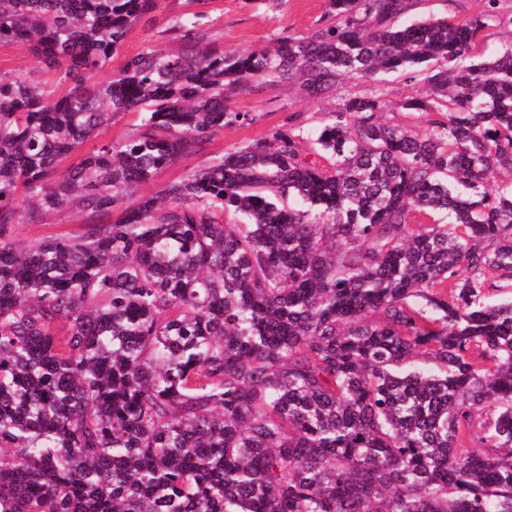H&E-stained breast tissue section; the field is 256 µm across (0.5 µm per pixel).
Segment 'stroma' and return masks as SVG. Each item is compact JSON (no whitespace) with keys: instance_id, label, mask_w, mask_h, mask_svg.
<instances>
[{"instance_id":"obj_1","label":"stroma","mask_w":512,"mask_h":512,"mask_svg":"<svg viewBox=\"0 0 512 512\" xmlns=\"http://www.w3.org/2000/svg\"><path fill=\"white\" fill-rule=\"evenodd\" d=\"M326 10V0H286L285 5L278 8L268 6L264 0H162L154 12L143 15L131 28L118 56L103 69L102 74L110 76L118 70L125 57L147 46L178 49V42L166 36L165 31L172 19L185 13L200 12L206 15L211 45L253 51L270 47L287 29L298 34L313 32ZM15 72L24 73L33 82L60 93L70 87L69 82L63 81L61 71L46 67L32 53L28 44L2 42L0 74ZM377 80L389 104L385 121L419 133L425 132L426 114L402 107L408 98L424 95L422 77L381 72ZM365 89L362 80L347 77L339 82L329 97L321 100L305 97L295 84L235 91L229 97L231 107L255 113L256 121L224 127L197 151L160 170L147 190L157 192L186 172L203 167L225 152L267 140L274 132H308L318 128L341 99L362 94ZM86 223L85 214L77 209H61L47 213L42 223L16 225L15 236L20 244L28 246L47 237L79 233Z\"/></svg>"}]
</instances>
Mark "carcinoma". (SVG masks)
Wrapping results in <instances>:
<instances>
[{"label":"carcinoma","mask_w":512,"mask_h":512,"mask_svg":"<svg viewBox=\"0 0 512 512\" xmlns=\"http://www.w3.org/2000/svg\"><path fill=\"white\" fill-rule=\"evenodd\" d=\"M158 2L0 0V42L74 81L0 74V512H512V298L485 295L512 280V42L473 54L501 0L410 24L416 0H329L249 52L186 13L179 50L96 79ZM382 70L424 74L403 108L439 115L425 133L380 121ZM298 76L311 99L368 83L310 135L326 164L277 132L140 192L256 120L227 87ZM71 207L106 222L16 240ZM137 122V115L133 113L120 114L112 120V124L96 138L89 139L81 145L76 151L70 154L61 162L60 170H65L71 165L77 164L84 155L96 149V147L105 141H122L131 134V127Z\"/></svg>","instance_id":"carcinoma-1"}]
</instances>
